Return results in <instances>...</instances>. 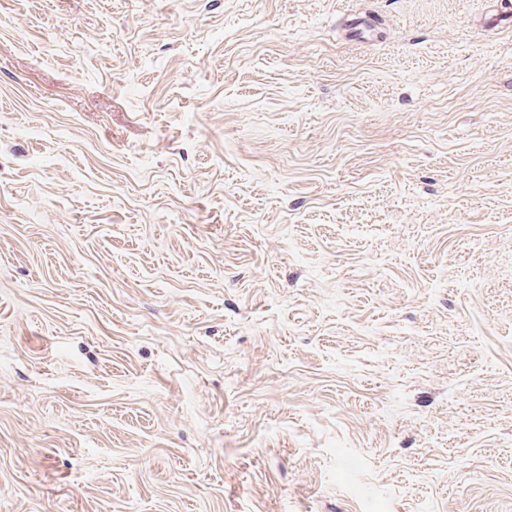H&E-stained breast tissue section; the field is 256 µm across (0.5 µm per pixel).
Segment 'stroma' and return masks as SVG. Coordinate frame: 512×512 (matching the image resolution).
<instances>
[{"instance_id": "35a3bbf8", "label": "stroma", "mask_w": 512, "mask_h": 512, "mask_svg": "<svg viewBox=\"0 0 512 512\" xmlns=\"http://www.w3.org/2000/svg\"><path fill=\"white\" fill-rule=\"evenodd\" d=\"M491 2L0 0V512H512Z\"/></svg>"}]
</instances>
